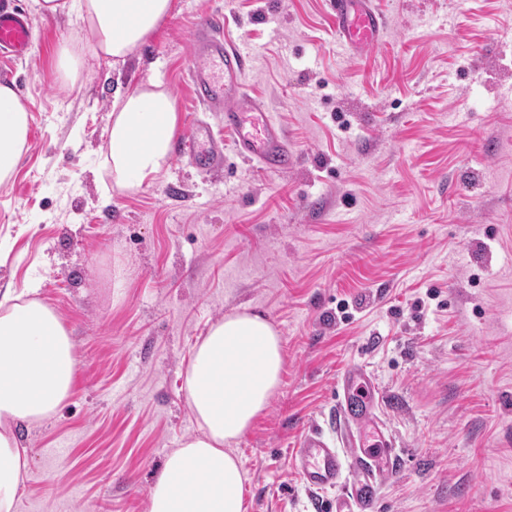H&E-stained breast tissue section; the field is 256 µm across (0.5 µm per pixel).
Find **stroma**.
<instances>
[{
  "mask_svg": "<svg viewBox=\"0 0 512 512\" xmlns=\"http://www.w3.org/2000/svg\"><path fill=\"white\" fill-rule=\"evenodd\" d=\"M34 50L11 84L29 110L0 184V292L34 287L78 359L56 414L23 430L15 512H147L166 456L197 435L184 373L210 325L245 309L280 330L279 388L234 450L247 512H332L291 464L330 433L336 382L363 363L396 445L379 512H512V0H378L383 42L337 52L328 0H172L125 63L93 54L73 14L15 0ZM222 13L256 51L246 76L287 133L288 170L224 149L210 174L171 162L112 187V103L162 83L178 135L202 112L196 21ZM85 67L56 75L60 44Z\"/></svg>",
  "mask_w": 512,
  "mask_h": 512,
  "instance_id": "35a3bbf8",
  "label": "stroma"
}]
</instances>
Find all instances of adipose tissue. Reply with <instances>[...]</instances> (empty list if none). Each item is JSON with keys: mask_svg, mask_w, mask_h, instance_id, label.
Listing matches in <instances>:
<instances>
[{"mask_svg": "<svg viewBox=\"0 0 512 512\" xmlns=\"http://www.w3.org/2000/svg\"><path fill=\"white\" fill-rule=\"evenodd\" d=\"M52 15L78 11L96 57L122 63L169 14L171 0H43ZM179 115L159 82L118 93L108 158L118 190L152 183L171 158ZM28 134V109L0 85V183L9 179ZM284 363L279 331L244 310L213 323L196 343L185 390L198 435L170 453L148 493L149 512H247V474L233 447L268 407ZM77 370L73 341L57 313L35 299L0 294V512H14L29 468L21 428L53 415Z\"/></svg>", "mask_w": 512, "mask_h": 512, "instance_id": "ef3b65f1", "label": "adipose tissue"}]
</instances>
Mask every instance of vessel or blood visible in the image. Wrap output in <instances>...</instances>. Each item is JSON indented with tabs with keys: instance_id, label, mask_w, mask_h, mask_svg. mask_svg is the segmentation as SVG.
I'll use <instances>...</instances> for the list:
<instances>
[{
	"instance_id": "vessel-or-blood-1",
	"label": "vessel or blood",
	"mask_w": 512,
	"mask_h": 512,
	"mask_svg": "<svg viewBox=\"0 0 512 512\" xmlns=\"http://www.w3.org/2000/svg\"><path fill=\"white\" fill-rule=\"evenodd\" d=\"M337 48L362 56L382 42L387 19L376 0H331L328 13ZM195 62L191 84L200 106L224 115V136L194 121L189 132L176 140L174 156L197 170H211L224 159V144L236 153L278 171L292 165L294 154L282 129L266 107L251 98L245 76L252 64V47L231 40L224 19L202 18L192 31ZM33 32L27 14L14 0H0V56L23 59L30 55ZM339 423L337 440L321 431L303 432L292 457L293 468L310 491L337 490L335 512H376L383 475L392 471L395 442L377 415L379 391L364 366H348L337 381ZM355 472L347 481V472Z\"/></svg>"
}]
</instances>
